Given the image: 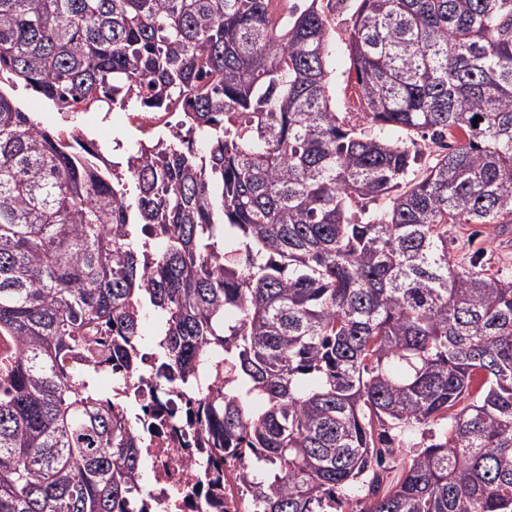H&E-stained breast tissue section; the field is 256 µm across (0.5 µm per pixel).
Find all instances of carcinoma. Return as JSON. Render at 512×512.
I'll return each mask as SVG.
<instances>
[{"mask_svg": "<svg viewBox=\"0 0 512 512\" xmlns=\"http://www.w3.org/2000/svg\"><path fill=\"white\" fill-rule=\"evenodd\" d=\"M275 2L0 0V79L187 113L114 173L0 92V512H138L96 376L145 372L148 313L256 512H512V278L448 256L512 224V0H352L364 127L320 0ZM331 0L328 7H324L332 30L331 39L333 51L329 58L328 66L331 72L332 104L335 112H343L340 115H348L352 122L363 123L357 120L358 112H362L357 99V91L353 85L354 77L349 73L350 61L346 48L347 32L352 25L351 11L344 8L343 4ZM360 121V122H358Z\"/></svg>", "mask_w": 512, "mask_h": 512, "instance_id": "cac0c4a2", "label": "carcinoma"}]
</instances>
